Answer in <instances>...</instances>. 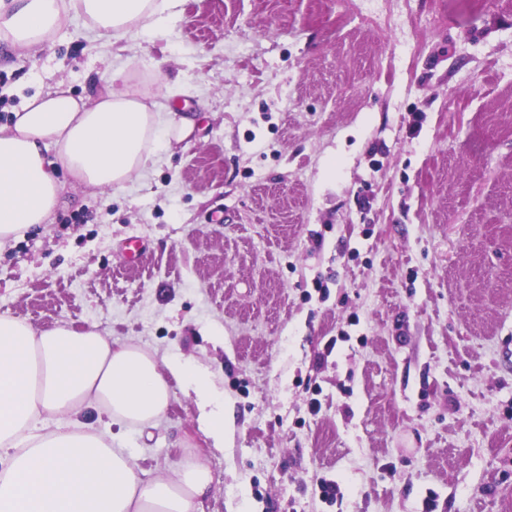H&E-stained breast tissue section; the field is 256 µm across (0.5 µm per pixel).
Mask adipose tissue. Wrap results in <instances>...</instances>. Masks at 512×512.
<instances>
[{"label": "adipose tissue", "instance_id": "1", "mask_svg": "<svg viewBox=\"0 0 512 512\" xmlns=\"http://www.w3.org/2000/svg\"><path fill=\"white\" fill-rule=\"evenodd\" d=\"M182 0H0V43L32 50L81 18L119 41L164 33ZM112 72L90 99L64 86L28 98L0 124V247L51 223L66 184L123 187L147 165L160 114L116 90ZM193 392L199 421L223 447L228 421L209 375L176 355L118 343L97 324L36 328L0 315V512H207L212 483L201 459L146 477L125 448L94 424L147 425L167 412L176 388Z\"/></svg>", "mask_w": 512, "mask_h": 512}]
</instances>
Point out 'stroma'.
Returning <instances> with one entry per match:
<instances>
[{"mask_svg":"<svg viewBox=\"0 0 512 512\" xmlns=\"http://www.w3.org/2000/svg\"><path fill=\"white\" fill-rule=\"evenodd\" d=\"M109 67L161 107L151 159L0 249V314L188 359L231 427L179 391L99 429L151 477L200 454L209 512H512V0H183L121 46L76 19L0 46V123Z\"/></svg>","mask_w":512,"mask_h":512,"instance_id":"obj_1","label":"stroma"}]
</instances>
